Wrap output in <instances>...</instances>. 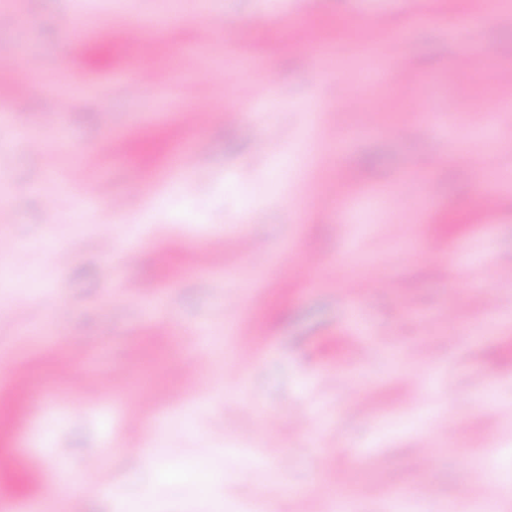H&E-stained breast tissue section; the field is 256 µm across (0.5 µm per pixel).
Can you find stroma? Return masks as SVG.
Instances as JSON below:
<instances>
[{
  "label": "stroma",
  "mask_w": 512,
  "mask_h": 512,
  "mask_svg": "<svg viewBox=\"0 0 512 512\" xmlns=\"http://www.w3.org/2000/svg\"><path fill=\"white\" fill-rule=\"evenodd\" d=\"M162 2L0 0V512L95 455L112 496L81 512H325L338 484L347 512H457L464 484L512 512V5L177 0L151 56L112 36ZM100 180L89 217L52 212ZM204 341L220 371L188 365ZM192 463L206 491L152 480Z\"/></svg>",
  "instance_id": "35a3bbf8"
}]
</instances>
